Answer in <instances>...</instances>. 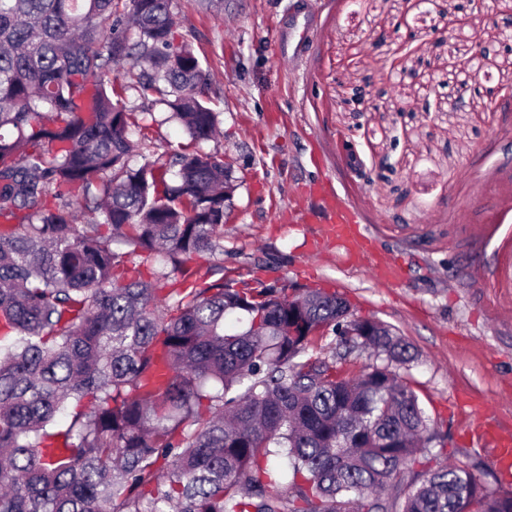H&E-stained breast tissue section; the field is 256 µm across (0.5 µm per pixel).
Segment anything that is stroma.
Here are the masks:
<instances>
[{
	"label": "stroma",
	"mask_w": 512,
	"mask_h": 512,
	"mask_svg": "<svg viewBox=\"0 0 512 512\" xmlns=\"http://www.w3.org/2000/svg\"><path fill=\"white\" fill-rule=\"evenodd\" d=\"M175 3L219 114L200 149L226 156L236 181L223 251L191 268L337 292L357 316L395 327L414 355L399 373L449 456L477 464L488 488L511 487L470 432L492 419L512 434V110L478 94L461 111L447 103L478 50V83L512 85V53L488 24H449L457 0H223L219 14ZM426 101L440 111H422ZM156 118L133 132L131 167L187 144ZM323 180L376 252L402 265L401 283L321 241L328 213L304 188Z\"/></svg>",
	"instance_id": "1"
}]
</instances>
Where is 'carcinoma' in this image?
Here are the masks:
<instances>
[{"label": "carcinoma", "mask_w": 512, "mask_h": 512, "mask_svg": "<svg viewBox=\"0 0 512 512\" xmlns=\"http://www.w3.org/2000/svg\"><path fill=\"white\" fill-rule=\"evenodd\" d=\"M209 85L175 0H0V512H512L428 456L393 327L187 266L223 250L231 172L197 148L133 169L129 135L164 105L214 139ZM330 334L387 364L345 375L311 352Z\"/></svg>", "instance_id": "obj_1"}]
</instances>
